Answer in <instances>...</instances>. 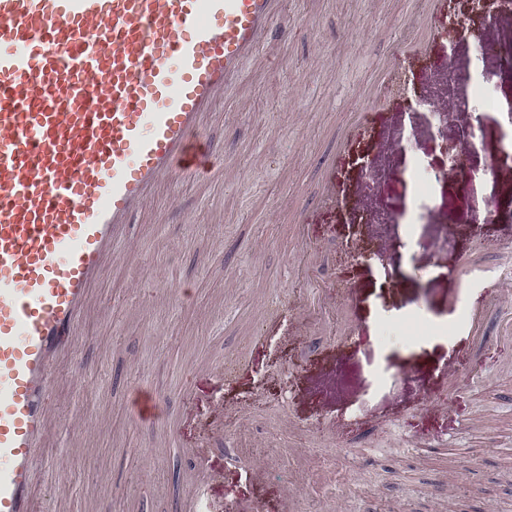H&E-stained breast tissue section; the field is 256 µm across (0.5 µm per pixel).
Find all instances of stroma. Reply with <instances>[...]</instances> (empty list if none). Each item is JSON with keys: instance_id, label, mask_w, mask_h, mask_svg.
I'll return each mask as SVG.
<instances>
[{"instance_id": "obj_1", "label": "stroma", "mask_w": 512, "mask_h": 512, "mask_svg": "<svg viewBox=\"0 0 512 512\" xmlns=\"http://www.w3.org/2000/svg\"><path fill=\"white\" fill-rule=\"evenodd\" d=\"M498 0H286L294 29L264 48L210 117L211 168L158 188L136 218L133 261L112 267L81 323L74 367L51 398L38 470L45 512H176L205 474L218 512H512V300L484 304L481 335L445 332L459 255L512 289V218L448 229L408 220L414 165L448 207V152L420 94L442 97L478 39L512 41ZM497 150L500 113L453 112ZM403 134L404 149L390 147ZM377 158L402 195L365 172ZM384 212L388 221L372 222ZM399 257L395 275L381 262ZM263 349L250 341L265 322ZM348 372L320 394L337 360ZM454 369L404 377L409 366ZM157 412L142 418L139 395Z\"/></svg>"}]
</instances>
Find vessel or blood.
Instances as JSON below:
<instances>
[{"mask_svg":"<svg viewBox=\"0 0 512 512\" xmlns=\"http://www.w3.org/2000/svg\"><path fill=\"white\" fill-rule=\"evenodd\" d=\"M284 0H0V512H39L53 370L157 185Z\"/></svg>","mask_w":512,"mask_h":512,"instance_id":"vessel-or-blood-1","label":"vessel or blood"}]
</instances>
